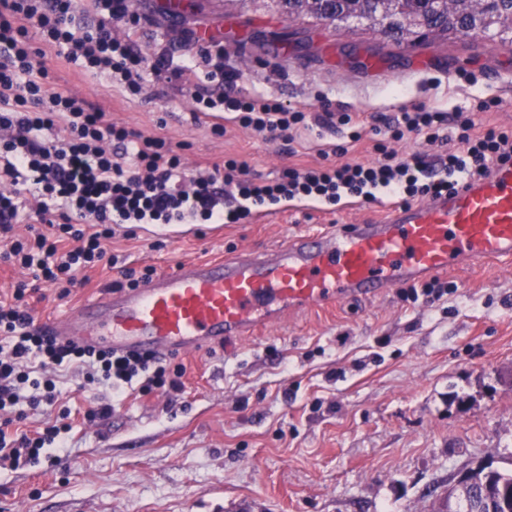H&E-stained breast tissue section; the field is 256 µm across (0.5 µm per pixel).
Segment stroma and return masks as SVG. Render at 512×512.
<instances>
[{
    "instance_id": "35a3bbf8",
    "label": "stroma",
    "mask_w": 512,
    "mask_h": 512,
    "mask_svg": "<svg viewBox=\"0 0 512 512\" xmlns=\"http://www.w3.org/2000/svg\"><path fill=\"white\" fill-rule=\"evenodd\" d=\"M144 22L135 47L155 63L197 51L217 35L234 87L286 106L388 116L423 104L445 111L496 100L479 125H512V43L427 38L396 46L366 25L292 21L255 0H202L177 17L162 0H132ZM59 90L106 122L178 147L187 174L227 158L277 180L324 162L340 138L287 143L230 117L193 118L192 83L160 72L130 97L56 51ZM474 82H467V75ZM223 134H215L214 123ZM390 199L337 204L283 201L238 224L120 226L85 286L58 299L42 285L27 302L35 320L65 318L122 282V270L162 273L176 262L261 251L308 231L384 217ZM449 292L406 299L402 287L372 299L288 314L233 345L172 355L181 392L113 393L81 373L64 377L53 406L30 412L36 431L68 411L72 429L55 461L0 465V512H429L448 483L487 467L512 470V260L440 275ZM111 404L110 416L91 409Z\"/></svg>"
}]
</instances>
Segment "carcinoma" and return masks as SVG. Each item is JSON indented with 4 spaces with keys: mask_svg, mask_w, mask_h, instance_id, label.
<instances>
[{
    "mask_svg": "<svg viewBox=\"0 0 512 512\" xmlns=\"http://www.w3.org/2000/svg\"><path fill=\"white\" fill-rule=\"evenodd\" d=\"M283 12L330 25L365 22L400 46L431 35L474 40L512 35V0H288ZM467 480L497 501L498 512H512V471L490 477L483 469L472 470Z\"/></svg>",
    "mask_w": 512,
    "mask_h": 512,
    "instance_id": "1",
    "label": "carcinoma"
}]
</instances>
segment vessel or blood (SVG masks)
<instances>
[{
    "label": "vessel or blood",
    "mask_w": 512,
    "mask_h": 512,
    "mask_svg": "<svg viewBox=\"0 0 512 512\" xmlns=\"http://www.w3.org/2000/svg\"><path fill=\"white\" fill-rule=\"evenodd\" d=\"M512 258V160L482 179L383 220L305 233L269 251L179 262L134 288L41 322L64 341L117 353H197L236 342L289 311L372 297L450 269Z\"/></svg>",
    "instance_id": "obj_1"
}]
</instances>
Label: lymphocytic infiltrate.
<instances>
[{
	"label": "lymphocytic infiltrate",
	"mask_w": 512,
	"mask_h": 512,
	"mask_svg": "<svg viewBox=\"0 0 512 512\" xmlns=\"http://www.w3.org/2000/svg\"><path fill=\"white\" fill-rule=\"evenodd\" d=\"M93 6L97 21L82 23L76 0H0V129L7 133L0 140V239L7 242L0 263L29 274L17 283L12 302L0 301V452L16 468L62 447L71 428L63 414L41 433L22 428L28 410L54 403L60 369L85 368L88 382L110 383L116 392L132 385L144 394L182 388L183 367H171L164 357L115 355L50 339L33 326L27 297L45 282L81 285V273L105 260L113 225L235 224L253 209L295 198L333 204L348 195L369 202L385 196L408 204L479 179L494 160L512 158L511 126L478 129L476 113L490 107L479 99L448 113L415 105L384 120L377 157L367 164L291 168L267 183L230 158L199 171L184 188L181 157L170 143L106 123L103 112L57 90L45 48L59 49L90 75L119 81L132 96L151 73L193 77L196 115L227 112L241 127L289 143L317 128L348 132L354 142L362 134L347 112L326 107L311 113L260 94L231 96L225 87L235 75L220 64L202 73L190 55L147 63L130 37L112 34L113 19L142 24L130 0H93ZM35 35L41 48L31 46ZM410 137L449 150L432 162L394 150ZM27 194L32 204L24 203ZM24 219L36 229L19 239L14 226Z\"/></svg>",
	"instance_id": "obj_1"
}]
</instances>
